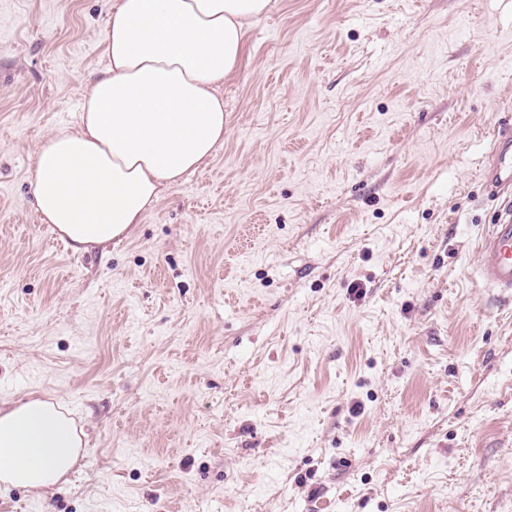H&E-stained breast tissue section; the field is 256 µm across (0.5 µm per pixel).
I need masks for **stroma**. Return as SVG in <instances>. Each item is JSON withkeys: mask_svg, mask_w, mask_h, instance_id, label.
Returning <instances> with one entry per match:
<instances>
[{"mask_svg": "<svg viewBox=\"0 0 512 512\" xmlns=\"http://www.w3.org/2000/svg\"><path fill=\"white\" fill-rule=\"evenodd\" d=\"M112 3L0 0V401L86 434L68 483H0V512H512V298L476 255L512 0H276L223 144L78 252L29 171Z\"/></svg>", "mask_w": 512, "mask_h": 512, "instance_id": "35a3bbf8", "label": "stroma"}]
</instances>
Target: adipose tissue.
<instances>
[{
    "label": "adipose tissue",
    "instance_id": "obj_1",
    "mask_svg": "<svg viewBox=\"0 0 512 512\" xmlns=\"http://www.w3.org/2000/svg\"><path fill=\"white\" fill-rule=\"evenodd\" d=\"M272 0H115L107 65L77 129L45 137L30 170L42 223L74 250L125 238L166 188L224 141V98L249 27ZM64 405L0 402V483L42 494L66 482L83 445Z\"/></svg>",
    "mask_w": 512,
    "mask_h": 512
}]
</instances>
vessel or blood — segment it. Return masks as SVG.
I'll use <instances>...</instances> for the list:
<instances>
[{
  "label": "vessel or blood",
  "instance_id": "1",
  "mask_svg": "<svg viewBox=\"0 0 512 512\" xmlns=\"http://www.w3.org/2000/svg\"><path fill=\"white\" fill-rule=\"evenodd\" d=\"M492 196L504 199L507 209L477 243L478 275L484 287L512 296V133L495 132L490 157L482 174Z\"/></svg>",
  "mask_w": 512,
  "mask_h": 512
}]
</instances>
